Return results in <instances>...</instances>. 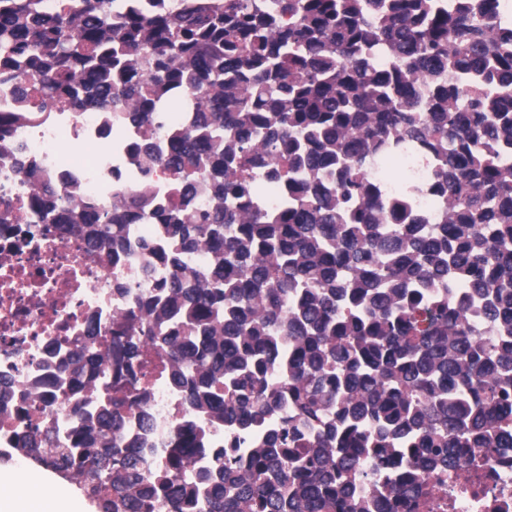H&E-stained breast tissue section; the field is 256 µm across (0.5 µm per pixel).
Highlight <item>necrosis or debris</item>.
Listing matches in <instances>:
<instances>
[{
    "mask_svg": "<svg viewBox=\"0 0 512 512\" xmlns=\"http://www.w3.org/2000/svg\"><path fill=\"white\" fill-rule=\"evenodd\" d=\"M17 97L14 82L0 76V117L11 120L0 131V447H9L21 423L49 437L53 448L71 447V419L96 429L92 392L105 367L127 412L112 435L114 446L135 445L149 461L162 463L163 449L179 447L200 422L170 384L165 355L144 343L130 359L120 345L142 328L130 314L134 302L154 295L169 276L141 248L143 240L156 238L159 221L139 214L126 227L125 250L110 257L91 248L84 231L38 219L32 198L71 195L79 204L120 210L125 196L145 187L177 203L171 172L160 162L140 168L130 147L145 131L167 143L184 115L154 113L144 131L105 104L60 112L36 94L23 112ZM72 144L93 146L91 161L71 155ZM75 352L83 355L80 371L61 372V362ZM142 410L152 420L147 431L138 418ZM220 451L249 462L236 433L225 428L190 455L200 469ZM469 455L462 467L435 465L409 495L380 492L366 467L353 486L376 501L374 512H512V448H474Z\"/></svg>",
    "mask_w": 512,
    "mask_h": 512,
    "instance_id": "4bbe7bcc",
    "label": "necrosis or debris"
}]
</instances>
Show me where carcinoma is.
Masks as SVG:
<instances>
[{
    "label": "carcinoma",
    "instance_id": "carcinoma-1",
    "mask_svg": "<svg viewBox=\"0 0 512 512\" xmlns=\"http://www.w3.org/2000/svg\"><path fill=\"white\" fill-rule=\"evenodd\" d=\"M119 2L49 14L0 0V75L47 78L46 97L74 111L133 86L138 126L185 113L168 152L132 148L180 185L174 208L126 198L161 218L167 250L142 248L171 270L138 308L187 408L237 425L250 472L218 453L188 484L180 448L153 469L112 446L119 403L90 448L43 452L17 432L11 453L101 512H155L161 490L174 512H324L365 460L391 490L387 460L412 444L428 463L512 448V24L499 0H180L145 15ZM408 153L426 178L412 165L367 177L377 156ZM247 169L287 184L283 209L252 204ZM394 180L406 193L391 199ZM426 188L448 204L438 227L413 210ZM120 221L71 218L112 254Z\"/></svg>",
    "mask_w": 512,
    "mask_h": 512
}]
</instances>
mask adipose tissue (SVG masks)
Wrapping results in <instances>:
<instances>
[{
    "label": "adipose tissue",
    "mask_w": 512,
    "mask_h": 512,
    "mask_svg": "<svg viewBox=\"0 0 512 512\" xmlns=\"http://www.w3.org/2000/svg\"><path fill=\"white\" fill-rule=\"evenodd\" d=\"M0 512H80L68 489L15 469L0 473Z\"/></svg>",
    "instance_id": "ef3b65f1"
}]
</instances>
